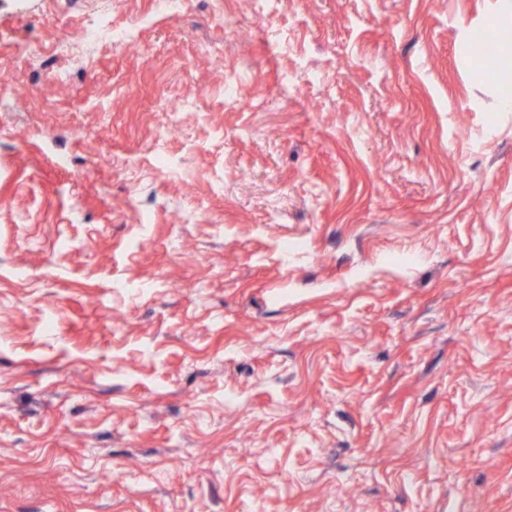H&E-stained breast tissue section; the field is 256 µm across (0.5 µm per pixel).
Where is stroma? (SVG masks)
I'll return each mask as SVG.
<instances>
[{
	"instance_id": "35a3bbf8",
	"label": "stroma",
	"mask_w": 512,
	"mask_h": 512,
	"mask_svg": "<svg viewBox=\"0 0 512 512\" xmlns=\"http://www.w3.org/2000/svg\"><path fill=\"white\" fill-rule=\"evenodd\" d=\"M275 8L0 0V512H512V0ZM105 40H112V27L104 25H89L82 29L78 38L72 42H64L57 46V52L66 55H76L79 48H91ZM512 39V30H504L494 25H485L474 30L468 43L467 59L481 63L496 55L500 43Z\"/></svg>"
}]
</instances>
